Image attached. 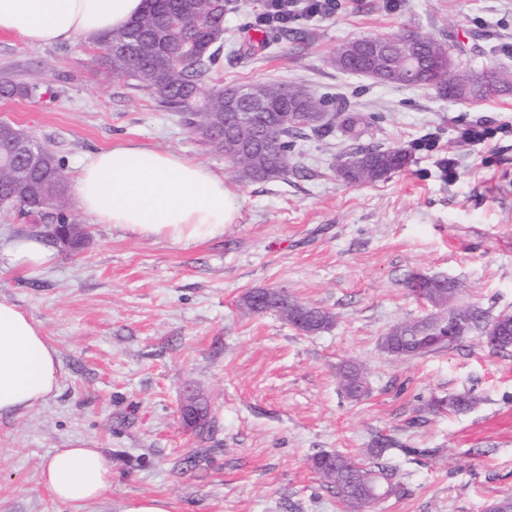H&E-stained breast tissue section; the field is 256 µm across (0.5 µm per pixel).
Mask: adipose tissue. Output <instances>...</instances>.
I'll return each mask as SVG.
<instances>
[{
    "label": "adipose tissue",
    "mask_w": 512,
    "mask_h": 512,
    "mask_svg": "<svg viewBox=\"0 0 512 512\" xmlns=\"http://www.w3.org/2000/svg\"><path fill=\"white\" fill-rule=\"evenodd\" d=\"M146 0H0V31L41 46L99 39L141 14ZM79 209L99 224L189 245L223 235L238 205L223 176L185 156L136 145L98 152L75 179ZM55 348L17 306L0 302V415L44 404L57 388ZM42 486L63 504H88L112 486V463L95 448H60Z\"/></svg>",
    "instance_id": "obj_1"
}]
</instances>
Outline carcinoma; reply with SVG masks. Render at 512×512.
Returning <instances> with one entry per match:
<instances>
[{
  "label": "carcinoma",
  "instance_id": "carcinoma-1",
  "mask_svg": "<svg viewBox=\"0 0 512 512\" xmlns=\"http://www.w3.org/2000/svg\"><path fill=\"white\" fill-rule=\"evenodd\" d=\"M143 14L135 17L122 30L113 32L104 42L110 51L102 57V65L115 76H128L137 87L147 91L156 106L175 113L188 131L201 136L208 145L240 164L248 173L247 179L269 181L288 173L302 174L296 157L300 141L313 135L323 137L339 127L351 141V150L337 158L339 176L351 185L375 183L403 168L409 160L406 150L363 143L372 138L375 116L339 106L326 111L327 101L307 89L280 82L240 83L205 93L202 86L217 66L224 48V16L233 0H147ZM385 54L379 58L364 49L363 40L345 44L343 56L334 55L330 63L345 73L372 75L384 71L389 84H415V72L405 55L403 36H383ZM424 45L416 56L428 73L422 83L439 96L452 98L465 93L473 98L489 100L512 91V71L489 68L473 71L458 65L448 73V43L420 35ZM38 87L26 85L11 77L0 79V97L31 96ZM259 98L275 104L270 112H253L247 100ZM16 166L27 172L28 194L21 192L14 169L0 168V211L21 212L27 196L43 202L44 224L71 223L75 215L58 197L67 191L64 163L52 151H41L36 161L24 155L14 156ZM264 305L256 309L245 305L248 312L262 314L277 311L284 317L293 312L306 316L303 333L312 335L329 328L333 315L308 307L288 298L282 291H262ZM512 330V313L489 317L487 311L474 307L471 321L462 341L479 335L488 347L497 351L512 349V338L499 340L491 335L495 326ZM440 327L427 329L416 320L400 322L391 327L383 338V349L396 358L419 357L442 349L436 340ZM343 385L353 399L367 391L366 380L359 369L349 367L342 373ZM473 398L465 394L448 396L433 403L435 411L459 412L471 407ZM394 442L377 441V447L364 457L323 453L312 459V466L333 489L342 509L352 512L358 508V497L368 493L363 481L367 475L376 481L379 498L396 492L394 471L385 459Z\"/></svg>",
  "mask_w": 512,
  "mask_h": 512
}]
</instances>
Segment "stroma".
<instances>
[{
  "label": "stroma",
  "mask_w": 512,
  "mask_h": 512,
  "mask_svg": "<svg viewBox=\"0 0 512 512\" xmlns=\"http://www.w3.org/2000/svg\"><path fill=\"white\" fill-rule=\"evenodd\" d=\"M265 4L226 14L208 88L280 81L378 114L374 139L407 150L404 168L347 184L336 159L349 142L336 131L304 142L305 174L243 179L133 80L107 73L99 45L30 46L0 31V77L40 88L0 98V119L50 147L67 179L99 151L133 143L205 165L238 204L222 236L188 246L82 213L83 248L54 249L41 268L10 265L8 253L45 227L0 211V302L39 324L59 364L42 406L0 416V512H76L39 482L59 448L112 461L110 491L83 512L153 498L170 512H341L313 456H358L380 437L397 444L388 461L399 488L372 512H485L512 495V351L475 336L408 359L381 346L393 325L426 313L407 290L412 275L455 279L463 303L512 313V93L459 103L329 63L347 41L417 31L456 45L466 66L512 70V0H339L334 13L298 21L305 43L243 58L262 38ZM476 124L495 140L463 142ZM263 289L335 320L306 335L279 312L247 314L243 296ZM351 364L368 380L358 400L343 389ZM190 387L209 407L202 434L179 419ZM463 392L475 399L464 411L428 408Z\"/></svg>",
  "instance_id": "35a3bbf8"
}]
</instances>
